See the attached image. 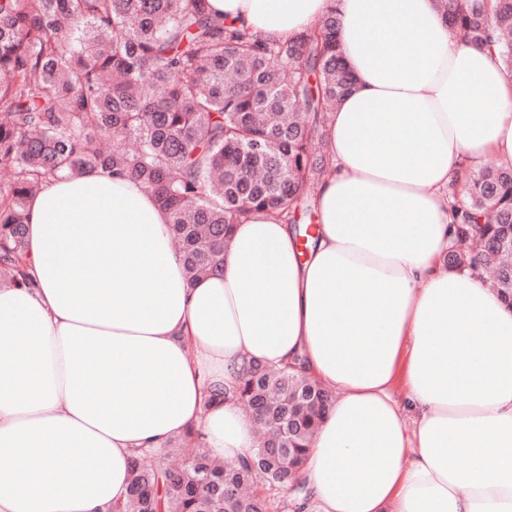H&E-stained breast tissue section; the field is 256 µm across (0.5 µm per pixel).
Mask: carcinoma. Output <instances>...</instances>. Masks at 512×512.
<instances>
[{"mask_svg":"<svg viewBox=\"0 0 512 512\" xmlns=\"http://www.w3.org/2000/svg\"><path fill=\"white\" fill-rule=\"evenodd\" d=\"M449 28L487 46L512 79V0H437ZM340 18L286 41L260 40L207 0H0V278L24 275L28 196L102 169L139 182L168 214L189 281L224 269L236 224L262 212L285 224L311 214L305 185L331 167L329 114L354 86ZM112 139V149L100 142ZM132 141L136 149L123 143ZM455 205L444 263L494 273L512 306V168L475 171ZM252 361L235 396L267 429L246 464L190 448L171 468L133 456L112 512H270L272 488L305 493L300 473L332 392L304 373Z\"/></svg>","mask_w":512,"mask_h":512,"instance_id":"carcinoma-1","label":"carcinoma"}]
</instances>
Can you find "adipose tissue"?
<instances>
[{"instance_id": "obj_1", "label": "adipose tissue", "mask_w": 512, "mask_h": 512, "mask_svg": "<svg viewBox=\"0 0 512 512\" xmlns=\"http://www.w3.org/2000/svg\"><path fill=\"white\" fill-rule=\"evenodd\" d=\"M208 2L274 40L340 13L356 88L326 126L311 245L258 213L223 274L191 282L137 183L96 170L34 190L27 278L0 286V512H107L138 449L192 430L247 462L240 364L299 355L336 393L303 512H512V307L443 263L462 162L512 167V80L436 0Z\"/></svg>"}]
</instances>
